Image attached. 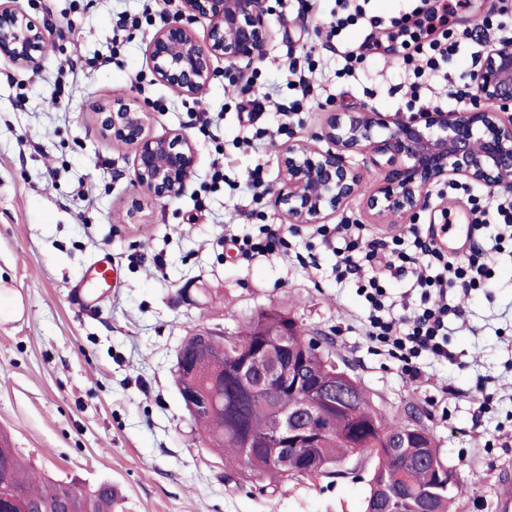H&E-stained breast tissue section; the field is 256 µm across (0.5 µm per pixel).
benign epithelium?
<instances>
[{
    "mask_svg": "<svg viewBox=\"0 0 512 512\" xmlns=\"http://www.w3.org/2000/svg\"><path fill=\"white\" fill-rule=\"evenodd\" d=\"M209 21L199 38L191 21ZM266 0H181L177 16L155 32L149 53L157 79L178 94L195 98L214 76V61L230 67L262 59L269 47ZM47 41L41 21L0 3V57L23 67ZM102 131L113 141L136 148L135 183L154 198L181 193L192 176L197 151L191 138L174 132L152 136L147 113L121 105L97 113ZM331 147L323 150L305 141L281 148L285 187L277 205L294 224H320L357 194L360 175L347 154L371 150L385 158L387 181L366 198V209L396 219L422 208L425 187L464 179L489 187L512 188V41L492 45L482 62L475 100L456 112H416L385 116L376 110L336 112L316 136ZM298 388L296 369L277 368L265 377ZM328 400L326 387L310 388L279 424L276 440L282 447L313 448L318 439L310 421L316 400Z\"/></svg>",
    "mask_w": 512,
    "mask_h": 512,
    "instance_id": "7a95c632",
    "label": "benign epithelium"
}]
</instances>
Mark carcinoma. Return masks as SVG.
<instances>
[{
    "instance_id": "carcinoma-1",
    "label": "carcinoma",
    "mask_w": 512,
    "mask_h": 512,
    "mask_svg": "<svg viewBox=\"0 0 512 512\" xmlns=\"http://www.w3.org/2000/svg\"><path fill=\"white\" fill-rule=\"evenodd\" d=\"M288 324V342L273 344L269 333ZM177 352L175 384L181 395L211 403L197 413L209 448L224 455V463L239 478L258 479L262 491L275 493L289 481L314 475L334 478L351 459L371 458L365 512H385L390 503L404 512L418 505L429 512H451L454 500L448 477L456 471L435 447L420 421V410L407 407L387 417L376 411L361 383L341 369L325 336L307 330L278 309H262L231 337H185ZM303 358L309 371L334 389L349 394L326 410L331 430L316 448H267L249 443L275 429L277 417L298 405L301 392L281 390L273 403L258 392L263 377ZM247 364V374L240 373ZM21 500L29 512H112V486L101 484L90 492L66 484H37L16 449L0 442V512H12Z\"/></svg>"
}]
</instances>
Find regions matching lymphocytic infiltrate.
Segmentation results:
<instances>
[{
  "instance_id": "f902f5d3",
  "label": "lymphocytic infiltrate",
  "mask_w": 512,
  "mask_h": 512,
  "mask_svg": "<svg viewBox=\"0 0 512 512\" xmlns=\"http://www.w3.org/2000/svg\"><path fill=\"white\" fill-rule=\"evenodd\" d=\"M337 2L339 8L327 24V38L361 21L372 29H388L390 38H405L403 62L413 73L414 89L428 83L456 50L457 42L448 34L447 13L431 8L430 0H411L410 11L388 19L365 17L362 6L354 0ZM486 214L485 206L473 205L470 247L453 257L413 225L391 237L372 240L365 239L361 224H322L316 229L323 239L337 240L336 277L357 282L369 304L364 333L399 362L407 382L421 379V355L448 362L457 359L449 347L448 318L461 316L462 310L447 297L454 288L466 294L482 287L493 275L484 245ZM410 275L422 291V306L408 317H394L386 305V283Z\"/></svg>"
}]
</instances>
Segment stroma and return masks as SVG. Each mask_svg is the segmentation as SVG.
I'll use <instances>...</instances> for the list:
<instances>
[{
    "label": "stroma",
    "mask_w": 512,
    "mask_h": 512,
    "mask_svg": "<svg viewBox=\"0 0 512 512\" xmlns=\"http://www.w3.org/2000/svg\"><path fill=\"white\" fill-rule=\"evenodd\" d=\"M445 2L449 28L463 36L448 70L464 74L474 51L500 40L496 28L481 24L495 0ZM15 3L50 28L35 66L0 58V428L33 471L47 483L115 485L122 512H363L367 462L335 481L312 476L273 494L226 481L222 457L199 442L174 384L177 351L191 331L231 335L258 310L276 308L310 335L332 339L338 363L380 413L419 407L458 473V512H496L498 481L512 473V254L497 255L490 292L467 295L463 318L450 319L456 363L429 361L428 381L410 384L398 362L365 337V300L355 282L337 280L336 256L312 239V225H299L287 253L246 260L224 243L229 234L258 235L265 224L289 227L275 204L281 145L312 141L340 106L388 115L457 110L444 87L412 98L404 67L372 54L357 64L356 78L338 77L344 50L360 45L367 30L353 26L330 42L317 35L336 0H323L318 16L306 0H268L266 57L233 69L215 61L216 74L198 98L156 79L148 44L158 19L131 31L109 66L82 69L85 59L108 53L119 14L138 12L140 0ZM305 45L313 49L319 87L301 112L288 120L268 105L240 111V101L268 86L280 102L293 100L288 62ZM76 64L80 72L58 86L60 69ZM120 102L148 112L152 135L181 131L195 143V171L178 196L144 195L132 177L134 149L102 134L96 112ZM200 111L222 113L218 140L199 132ZM285 123L289 132L278 134ZM259 131L275 134V144L256 140ZM220 152L225 184L201 189ZM349 162L360 173L359 192L330 223L357 222L381 238L395 234L403 221L373 216L363 205L387 178L383 159L354 153ZM257 168L267 182L260 197L249 182ZM81 183L92 188L91 203L75 197ZM423 194L414 223L425 233L452 223L442 243L455 253L469 241L472 199L487 197V189L430 185ZM308 247L317 267L295 259ZM104 250L119 268L118 283L94 307L73 305V288ZM478 395L489 399L481 415L474 412Z\"/></svg>",
    "instance_id": "stroma-1"
}]
</instances>
